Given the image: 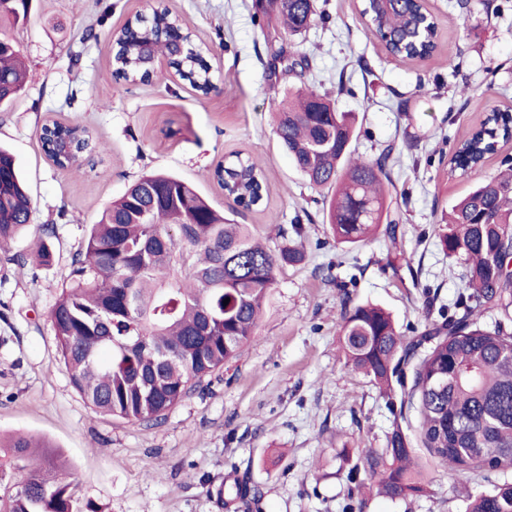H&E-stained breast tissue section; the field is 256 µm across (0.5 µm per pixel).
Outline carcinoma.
<instances>
[{"label": "carcinoma", "instance_id": "obj_1", "mask_svg": "<svg viewBox=\"0 0 512 512\" xmlns=\"http://www.w3.org/2000/svg\"><path fill=\"white\" fill-rule=\"evenodd\" d=\"M283 26L288 40L328 16L316 0H267L260 5ZM371 26L394 52L414 56L436 48V27L424 19L420 0H363ZM30 0H0V25L29 17ZM165 52L175 71L198 91L210 73L192 34L164 7L148 19L128 21L112 45L116 75L143 81L153 55ZM12 43L0 39V107L23 90L25 75ZM276 132L309 185L326 191L323 214L338 245H354L382 231L397 248L399 225L388 219L384 182L393 148L375 158L355 154V115L338 112L327 94L310 86L286 88L274 113ZM57 124L42 126L46 156L60 169L77 170L93 138L83 134L74 154L61 159L52 145ZM512 138V114L492 110L454 152L449 172L481 170L484 156ZM214 177L245 209L262 205L267 183L260 163L236 153ZM31 200L15 159L0 149V243L30 224ZM29 256L45 265V239ZM440 245L461 262L466 290L456 312L426 316L425 330L409 335L380 305L352 298L336 282L343 308L338 336L347 363L369 379L392 416L382 448L358 451L346 473L345 512H363L367 495L409 502L427 492L418 466L425 452L439 468L458 474L512 473V166L479 177L451 208ZM304 260L290 245L272 249L247 224L215 210L198 191L168 174H147L106 208L91 226L85 249L73 258L68 286L50 313L61 360L72 386L95 410L141 423L165 419L184 398L203 389L206 378L235 362L254 335L269 289L285 264ZM229 302H224V299ZM496 311L491 327L481 318ZM417 419L415 436L402 423ZM48 447L28 435L0 444L8 461H27L31 482L0 496V512H103L88 501L77 508L70 484L52 475ZM228 497H261V490L233 479ZM466 512H512V482L464 495Z\"/></svg>", "mask_w": 512, "mask_h": 512}]
</instances>
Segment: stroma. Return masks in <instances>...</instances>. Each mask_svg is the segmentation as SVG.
Masks as SVG:
<instances>
[{"label": "stroma", "mask_w": 512, "mask_h": 512, "mask_svg": "<svg viewBox=\"0 0 512 512\" xmlns=\"http://www.w3.org/2000/svg\"><path fill=\"white\" fill-rule=\"evenodd\" d=\"M166 4L222 77L217 91L201 94L170 68L144 83L114 73L113 33L134 16H151V0H33L27 22L6 29L27 82L0 109V146L19 164L32 218L0 247V437L49 440L59 478L103 512H221L212 492L232 470L263 493L251 512H341L342 450L383 447L392 417L376 388L345 363L334 282L352 281L356 300L381 305L415 332L426 324V293L434 307L450 308L463 292L460 267L438 233L474 179L450 174L448 159L491 109L512 112V0H471L466 9L458 0H427L439 47L422 62L390 55L361 18L360 0H317L329 19L295 38L311 60L300 75L272 72L285 42L255 0ZM89 31L94 39H86ZM304 85L355 114L357 154L392 148L398 246L409 267H388L383 235L350 247L329 236L320 193L271 124L283 88ZM49 118L91 130L103 152L78 171L58 169L39 142ZM236 152L264 167L268 192L259 208L237 206L213 178ZM149 172L194 185L270 247L282 245L280 232L293 220L306 235L304 261L278 272L239 359L146 425L100 413L74 390L49 312L89 226ZM45 224L56 227L49 264L5 263L29 253ZM422 469L432 480L428 495L408 504L373 496L364 512H465L458 476L427 462Z\"/></svg>", "instance_id": "stroma-1"}]
</instances>
